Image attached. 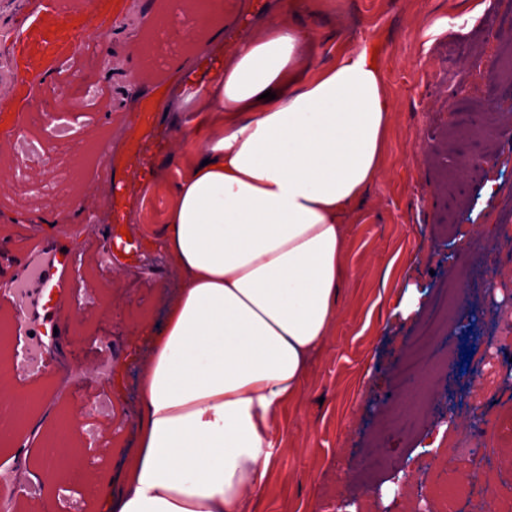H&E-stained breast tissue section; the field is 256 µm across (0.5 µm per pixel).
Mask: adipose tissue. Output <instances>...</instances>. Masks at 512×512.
Wrapping results in <instances>:
<instances>
[{"mask_svg":"<svg viewBox=\"0 0 512 512\" xmlns=\"http://www.w3.org/2000/svg\"><path fill=\"white\" fill-rule=\"evenodd\" d=\"M280 0L251 36L208 41L155 108L185 113L156 243L178 275L140 373L136 450L100 512H251L282 406L338 317L346 219L376 178L390 103L368 47L324 68ZM273 100H264V92Z\"/></svg>","mask_w":512,"mask_h":512,"instance_id":"ef3b65f1","label":"adipose tissue"}]
</instances>
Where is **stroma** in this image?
Instances as JSON below:
<instances>
[{
  "label": "stroma",
  "instance_id": "35a3bbf8",
  "mask_svg": "<svg viewBox=\"0 0 512 512\" xmlns=\"http://www.w3.org/2000/svg\"><path fill=\"white\" fill-rule=\"evenodd\" d=\"M162 0H56L52 12L32 26L25 50L8 62L13 101L27 88L20 75L37 73L43 84L38 111L25 113L32 137H40L43 114L73 111L68 139L47 142L49 169L8 179L0 191V270L17 272L31 253L79 247L80 278L63 277L61 300L70 314L69 339L84 363L99 359L100 340L112 337L109 380L87 377L72 396L38 414L60 415L87 406L89 415L69 426L71 448L84 467L59 493L36 490L40 512H98L100 474L120 484L128 453L136 446L140 408L137 376L149 357L142 327L163 320L162 293L173 292L177 274L149 240L169 204L165 192L141 197L139 181L150 169L175 170L170 155L177 129L169 116L149 111L168 72L135 75V43L146 14ZM300 24L318 40L315 67L329 66L363 44L378 49L390 124L377 178L347 219V274L340 318L325 347L312 358L302 393L282 409L274 433L281 453L252 512H378L373 494L397 478L393 467L360 468L377 450L406 458L413 472L427 468V433L448 453L473 415L497 420L500 434L483 448L481 471L501 499L512 501V381L479 378L489 353L498 350L496 307L512 313V237L500 224L512 208V80L487 73L486 63L512 50V0H310ZM120 17L123 28L103 22ZM92 38L89 52L70 56L71 37ZM112 63L104 79V61ZM98 76L104 102L81 109L85 95L71 86L76 72ZM107 142L109 157L88 151ZM493 197H485L486 184ZM83 201L105 213L107 228L80 236L31 232L25 216L39 212L64 218ZM139 223L126 224L129 213ZM456 233H449V225ZM129 238H122V231ZM118 254L115 264L90 268L102 239ZM461 289V313L472 316L477 341L468 371L449 368L398 382L396 370L415 337L424 335L449 285ZM420 291L418 308L396 313L405 286ZM412 412L418 429L391 425Z\"/></svg>",
  "mask_w": 512,
  "mask_h": 512
}]
</instances>
